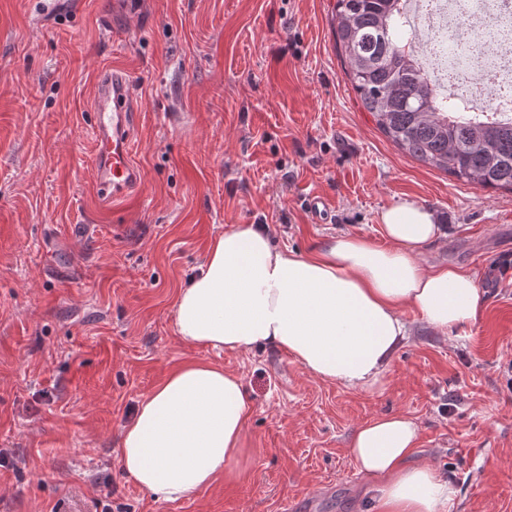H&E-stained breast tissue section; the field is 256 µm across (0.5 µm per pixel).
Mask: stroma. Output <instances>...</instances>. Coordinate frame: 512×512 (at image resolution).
Returning a JSON list of instances; mask_svg holds the SVG:
<instances>
[{
	"instance_id": "obj_1",
	"label": "stroma",
	"mask_w": 512,
	"mask_h": 512,
	"mask_svg": "<svg viewBox=\"0 0 512 512\" xmlns=\"http://www.w3.org/2000/svg\"><path fill=\"white\" fill-rule=\"evenodd\" d=\"M336 0H0V512H373L356 429L400 412L410 464L448 480V512H512V191L484 190L395 146L336 52ZM138 100L131 199L93 179L101 73ZM324 197L326 223L305 207ZM405 199L443 237L425 262L464 268L474 321L449 340L420 321L382 381L317 379L287 353L189 346L179 293L209 242L267 225L300 253L339 234L381 240ZM188 361L247 391L238 475L175 501L120 467L123 428Z\"/></svg>"
}]
</instances>
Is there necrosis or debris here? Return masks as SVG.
<instances>
[{
    "label": "necrosis or debris",
    "mask_w": 512,
    "mask_h": 512,
    "mask_svg": "<svg viewBox=\"0 0 512 512\" xmlns=\"http://www.w3.org/2000/svg\"><path fill=\"white\" fill-rule=\"evenodd\" d=\"M405 12L430 40L444 36L452 47L448 55L416 54L438 87L467 106L487 99L491 111L512 108V0H406Z\"/></svg>",
    "instance_id": "1"
}]
</instances>
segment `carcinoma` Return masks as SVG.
<instances>
[{
  "instance_id": "carcinoma-1",
  "label": "carcinoma",
  "mask_w": 512,
  "mask_h": 512,
  "mask_svg": "<svg viewBox=\"0 0 512 512\" xmlns=\"http://www.w3.org/2000/svg\"><path fill=\"white\" fill-rule=\"evenodd\" d=\"M336 49L363 108L399 149L483 189L512 191V112H466L409 48L403 0H336Z\"/></svg>"
}]
</instances>
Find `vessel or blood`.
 <instances>
[{"mask_svg": "<svg viewBox=\"0 0 512 512\" xmlns=\"http://www.w3.org/2000/svg\"><path fill=\"white\" fill-rule=\"evenodd\" d=\"M95 137L94 183L104 200H116L141 180L132 151L136 112L127 73L103 72L93 106Z\"/></svg>", "mask_w": 512, "mask_h": 512, "instance_id": "1", "label": "vessel or blood"}]
</instances>
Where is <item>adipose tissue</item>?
Masks as SVG:
<instances>
[{
	"label": "adipose tissue",
	"mask_w": 512,
	"mask_h": 512,
	"mask_svg": "<svg viewBox=\"0 0 512 512\" xmlns=\"http://www.w3.org/2000/svg\"><path fill=\"white\" fill-rule=\"evenodd\" d=\"M380 223L382 242L339 235L308 254L275 248L262 225H234L210 242L178 294L179 339L244 353L271 345L322 380L360 390L377 385L410 334L402 307L445 334L474 321L479 299L464 270L424 264L423 248L442 234L433 212L398 199ZM248 412L238 376L208 362L184 363L123 429L121 467L167 501L233 479ZM418 437L417 424L401 413L356 431L351 456L361 472L382 481L375 512H445L447 479L431 464L407 463Z\"/></svg>",
	"instance_id": "1"
}]
</instances>
